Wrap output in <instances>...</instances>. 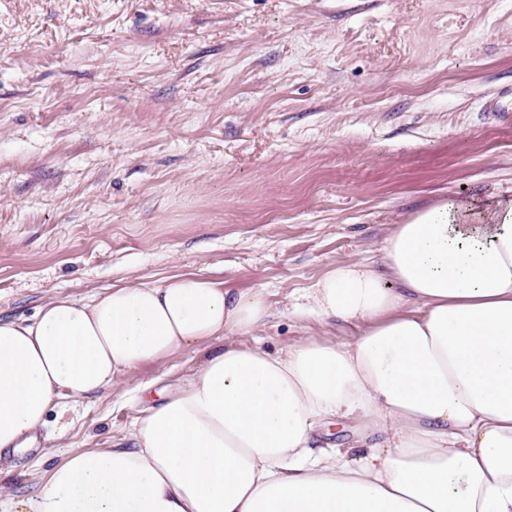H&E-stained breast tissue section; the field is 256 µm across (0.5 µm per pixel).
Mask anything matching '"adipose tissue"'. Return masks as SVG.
<instances>
[{"label": "adipose tissue", "instance_id": "1", "mask_svg": "<svg viewBox=\"0 0 512 512\" xmlns=\"http://www.w3.org/2000/svg\"><path fill=\"white\" fill-rule=\"evenodd\" d=\"M303 314L359 327L273 355L245 343L264 290L198 274L0 318V453L139 366L220 340L126 442L33 469L0 512H512V198L448 197L392 225L381 263L339 262ZM377 437L321 447L325 419Z\"/></svg>", "mask_w": 512, "mask_h": 512}]
</instances>
